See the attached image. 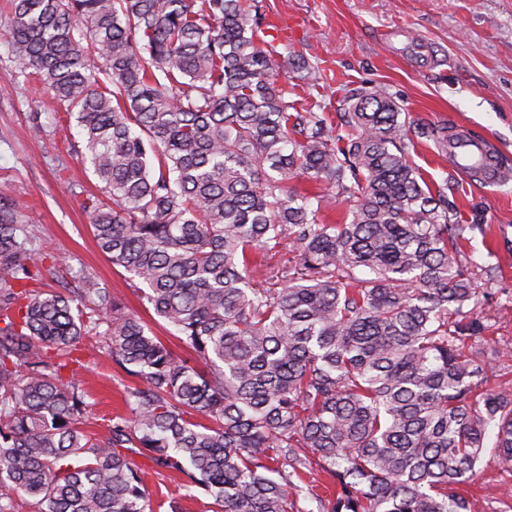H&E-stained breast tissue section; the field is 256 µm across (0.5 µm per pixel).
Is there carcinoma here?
Listing matches in <instances>:
<instances>
[{"mask_svg":"<svg viewBox=\"0 0 512 512\" xmlns=\"http://www.w3.org/2000/svg\"><path fill=\"white\" fill-rule=\"evenodd\" d=\"M264 21L258 0H11L20 73L81 129L97 247L192 357L89 276L34 290L37 236L0 185V512H156L133 453L210 512H300L315 471L334 484L318 512H471L479 465L512 469V383L488 386L512 356L483 344L469 225L387 87L339 100L341 136L327 105L288 99ZM284 248L297 261L271 265ZM86 336L139 379L101 439L64 375Z\"/></svg>","mask_w":512,"mask_h":512,"instance_id":"carcinoma-1","label":"carcinoma"}]
</instances>
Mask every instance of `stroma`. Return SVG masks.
<instances>
[{
    "label": "stroma",
    "mask_w": 512,
    "mask_h": 512,
    "mask_svg": "<svg viewBox=\"0 0 512 512\" xmlns=\"http://www.w3.org/2000/svg\"><path fill=\"white\" fill-rule=\"evenodd\" d=\"M266 15L287 24L278 36L260 33L261 44L279 55L304 54L317 64V85L301 96L336 104L353 88L387 85L408 118L416 148L412 160L432 191L443 193L470 225L460 256L479 291L478 309L490 340L512 349V181L494 187L456 174L448 153L419 126L448 124L454 131L489 138L512 159V0H259ZM8 6L0 0V183L9 182L13 201L33 222L45 289L57 288L54 263L73 278L92 276L126 309L150 322L157 336L179 356L189 352L153 312L135 281L98 250L82 208L96 192L89 164L72 150L81 140L75 119H59L47 89L18 70L8 42ZM415 31L432 55L420 63L403 51L405 30ZM41 126L31 131L32 115ZM86 368L79 380L93 402L90 430L105 435L113 413L121 411L122 390L132 384L97 343L82 341L77 353ZM160 512H207L209 498L199 488H179L177 479L156 474L138 457ZM475 512H512V471L484 463L468 487Z\"/></svg>",
    "instance_id": "obj_1"
}]
</instances>
